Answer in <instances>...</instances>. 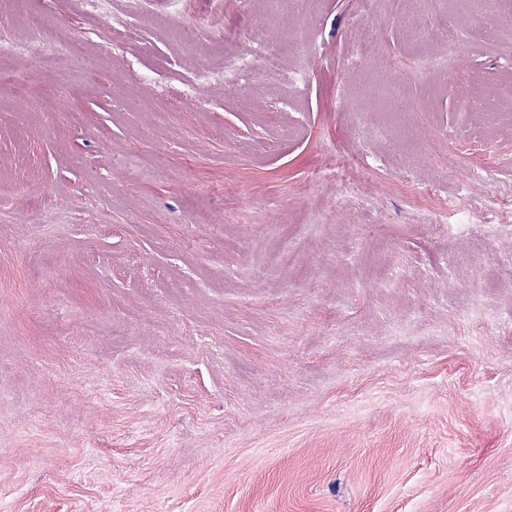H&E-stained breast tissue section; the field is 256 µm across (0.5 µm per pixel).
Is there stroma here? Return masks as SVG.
<instances>
[{"label": "stroma", "instance_id": "obj_1", "mask_svg": "<svg viewBox=\"0 0 512 512\" xmlns=\"http://www.w3.org/2000/svg\"><path fill=\"white\" fill-rule=\"evenodd\" d=\"M407 7L460 50L384 0H0V512H512V227L447 229L512 195L453 95L512 83V0ZM263 12L306 92L181 96ZM35 19L79 51L32 84ZM385 4L388 13L395 17L404 27L414 29L428 36L433 35L442 44L446 45L448 43L450 48H455L457 45L459 38L455 27H448V30L442 32L435 31L424 18L409 12L406 9L405 1L386 0ZM495 205L501 208L512 210V198L502 199L496 202L474 201L467 206L456 210V224H469L476 214H483L485 211L495 209Z\"/></svg>", "mask_w": 512, "mask_h": 512}]
</instances>
